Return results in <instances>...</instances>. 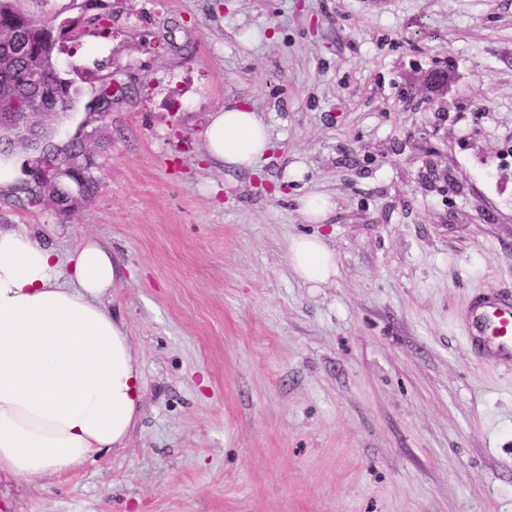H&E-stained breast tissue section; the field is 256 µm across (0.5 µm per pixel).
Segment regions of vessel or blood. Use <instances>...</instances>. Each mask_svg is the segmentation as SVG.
<instances>
[{
  "instance_id": "1",
  "label": "vessel or blood",
  "mask_w": 512,
  "mask_h": 512,
  "mask_svg": "<svg viewBox=\"0 0 512 512\" xmlns=\"http://www.w3.org/2000/svg\"><path fill=\"white\" fill-rule=\"evenodd\" d=\"M464 326L472 352L492 364L512 363V297L485 289L468 307Z\"/></svg>"
}]
</instances>
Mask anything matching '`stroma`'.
<instances>
[{
	"mask_svg": "<svg viewBox=\"0 0 512 512\" xmlns=\"http://www.w3.org/2000/svg\"><path fill=\"white\" fill-rule=\"evenodd\" d=\"M26 6L71 27L65 129L105 152L76 214L4 188L0 226L63 258L111 249L104 304L144 400L123 447L1 474L0 512H512V369L460 322L486 287L512 294V0ZM111 79L127 96L101 120ZM243 102L273 142L251 171L204 149ZM312 193L333 203L319 225ZM314 232L337 268L318 288L288 261ZM116 83V85H114ZM126 87L124 84H119L117 81L113 82L112 79L106 84L103 85L93 103V111L92 112H104L106 116L111 114L112 112V103L116 99H122L125 94ZM332 207L329 198L320 194H310L303 199V209L309 221L319 224Z\"/></svg>",
	"mask_w": 512,
	"mask_h": 512,
	"instance_id": "1",
	"label": "stroma"
}]
</instances>
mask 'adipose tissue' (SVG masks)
I'll use <instances>...</instances> for the list:
<instances>
[{
    "label": "adipose tissue",
    "mask_w": 512,
    "mask_h": 512,
    "mask_svg": "<svg viewBox=\"0 0 512 512\" xmlns=\"http://www.w3.org/2000/svg\"><path fill=\"white\" fill-rule=\"evenodd\" d=\"M204 138L211 159L235 168H255L272 147L245 104L213 113ZM288 257L312 285L336 275L324 236L293 237ZM119 280L98 241H85L64 269L52 248L0 228V473L51 476L129 437L144 391L123 325L103 303Z\"/></svg>",
    "instance_id": "obj_1"
}]
</instances>
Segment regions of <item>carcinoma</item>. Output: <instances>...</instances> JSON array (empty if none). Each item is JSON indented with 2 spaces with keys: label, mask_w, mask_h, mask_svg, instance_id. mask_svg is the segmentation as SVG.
Segmentation results:
<instances>
[{
  "label": "carcinoma",
  "mask_w": 512,
  "mask_h": 512,
  "mask_svg": "<svg viewBox=\"0 0 512 512\" xmlns=\"http://www.w3.org/2000/svg\"><path fill=\"white\" fill-rule=\"evenodd\" d=\"M23 0H0V82L11 84L13 91L3 107L14 112H30L31 98L42 99V109H51L62 103L67 110L75 107L80 90L74 83L61 76L52 63L56 44L70 38L68 24L54 26L29 12L22 5ZM37 63L43 69L40 86L32 87L27 81L26 66ZM125 94L122 84L107 83L102 86L93 103V111L107 115L112 112V103ZM72 182L80 189L83 199L90 198L98 182L85 175L80 169L73 170Z\"/></svg>",
  "instance_id": "cac0c4a2"
}]
</instances>
